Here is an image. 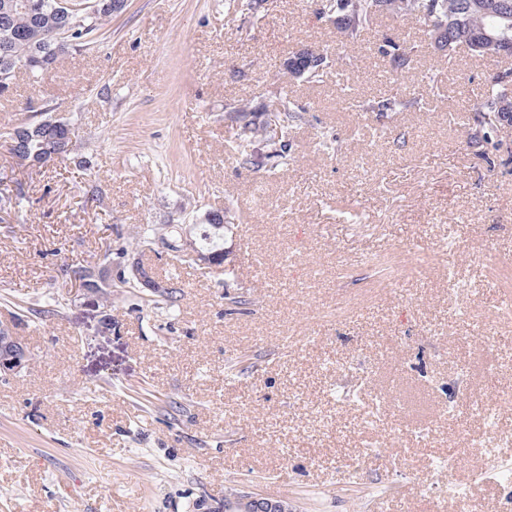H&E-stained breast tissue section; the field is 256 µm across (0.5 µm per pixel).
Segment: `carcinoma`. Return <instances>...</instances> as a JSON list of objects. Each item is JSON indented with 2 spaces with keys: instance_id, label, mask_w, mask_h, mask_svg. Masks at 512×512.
I'll return each instance as SVG.
<instances>
[{
  "instance_id": "cac0c4a2",
  "label": "carcinoma",
  "mask_w": 512,
  "mask_h": 512,
  "mask_svg": "<svg viewBox=\"0 0 512 512\" xmlns=\"http://www.w3.org/2000/svg\"><path fill=\"white\" fill-rule=\"evenodd\" d=\"M21 0H0V87H9L18 73L23 69L37 77L55 65L69 52L83 50L88 39L101 27L102 22L112 17L108 9L98 18L94 27L75 37L74 41L56 40L58 30L63 26V16L59 11L58 0H28L33 7L27 10L15 8ZM259 0H228V8L253 19H260L262 10L255 9ZM379 0H318L313 9L316 20L330 22L336 26L342 38L354 43L361 33L369 28L382 13L375 9ZM387 3L385 13L392 16H414L421 19L426 26L429 45L437 50H447L452 56L456 49L464 47L473 57H484L489 51L481 49L484 31L496 25L498 18L484 12L488 0H384ZM383 45L393 50L390 55L382 49L377 53L386 58L395 70H403L410 63V55L417 52L415 46H401L391 40ZM316 50L306 49V57L294 58L291 68L302 72L299 79L319 84L329 75L330 61H325L319 69L309 63ZM509 82L494 77L490 85L481 91L471 112L469 142L479 148L483 155H497L507 144L503 133L505 119L503 106L512 109V88ZM407 102L396 96H373L359 102L358 108L363 112H376L380 115L399 112ZM269 111L277 113L281 124V140H288V131L308 122L307 109L286 97H277L269 106ZM257 109L244 104L229 110L234 128L235 146L238 162L247 161L249 140L258 131L255 122ZM34 123L26 122L4 132V140L15 139L20 128L29 130L28 138L12 152L20 164L40 158L46 135L55 138V143L62 147L60 159L68 158L75 151L73 138L68 136L70 122L63 121L55 130L44 129L32 131ZM226 216L218 211L208 213L203 224H155L143 229L135 238V249L144 252L156 250L158 235L169 241L174 259L181 264L193 265L195 261L181 253L182 239L190 240L193 250L210 258V262L220 266L224 264V232L233 230L234 225L224 223ZM182 289L178 283H172V289L161 296L160 302L170 312L179 310Z\"/></svg>"
}]
</instances>
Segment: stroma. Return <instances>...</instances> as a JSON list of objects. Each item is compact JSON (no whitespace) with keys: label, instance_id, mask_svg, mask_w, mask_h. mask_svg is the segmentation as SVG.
<instances>
[{"label":"stroma","instance_id":"obj_1","mask_svg":"<svg viewBox=\"0 0 512 512\" xmlns=\"http://www.w3.org/2000/svg\"><path fill=\"white\" fill-rule=\"evenodd\" d=\"M312 9L265 0L256 20L224 0H129L90 48L0 97V133L33 97L77 144L38 169L0 144V178L26 192L0 223V320L31 353L0 379V512H225L239 491L290 512H456L459 493L467 512H512L497 476L512 444L479 447L465 397L512 433V321L498 319L512 310V161L467 142L477 94L512 58L445 56L411 17L349 44ZM387 38L420 45L410 71L378 55ZM302 46L327 49L325 83L286 69ZM384 93L408 108L357 111ZM279 95L310 115L288 166L271 169L259 140L239 165L225 107ZM324 129L340 154L319 146ZM209 210L234 226V278L142 257L179 279L176 314L66 274ZM240 294L249 305L230 309ZM370 440L383 453L363 454ZM457 445L465 462L444 469Z\"/></svg>","mask_w":512,"mask_h":512}]
</instances>
